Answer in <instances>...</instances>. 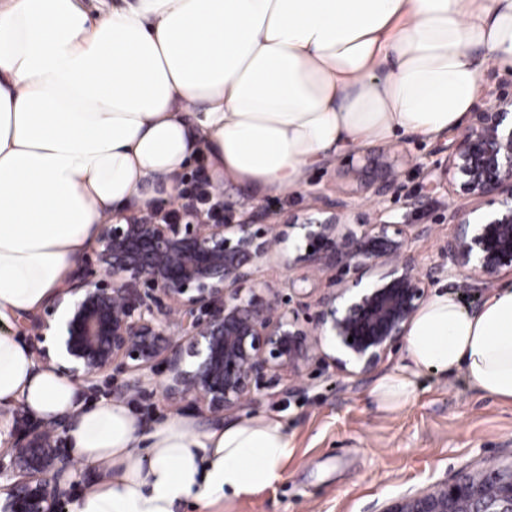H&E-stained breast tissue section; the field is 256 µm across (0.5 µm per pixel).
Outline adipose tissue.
<instances>
[{
    "instance_id": "1",
    "label": "adipose tissue",
    "mask_w": 512,
    "mask_h": 512,
    "mask_svg": "<svg viewBox=\"0 0 512 512\" xmlns=\"http://www.w3.org/2000/svg\"><path fill=\"white\" fill-rule=\"evenodd\" d=\"M512 64V0H0V402L76 414L73 455L111 472L71 512H175L270 488L291 452L280 420L218 428L175 416L143 431L121 402L84 406L10 327L65 288L100 224L177 196L205 157L216 184L257 198L309 167L462 125L483 56ZM408 361L378 379L391 411L424 372L463 371L512 402V287L475 311L432 295Z\"/></svg>"
}]
</instances>
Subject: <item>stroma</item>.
Here are the masks:
<instances>
[{
    "mask_svg": "<svg viewBox=\"0 0 512 512\" xmlns=\"http://www.w3.org/2000/svg\"><path fill=\"white\" fill-rule=\"evenodd\" d=\"M510 86L512 65L487 61L479 72L473 111L492 106L500 89ZM450 141L447 134L433 140L402 136L351 150L313 166L296 192L257 199L232 184L218 192L235 218L260 208L279 224L289 215L315 212V192L331 198L355 193L350 171L362 165L365 152L388 153L396 159L404 191L422 196L427 209L410 215L394 198L378 206L368 194L356 193L359 209L372 213L380 207L394 220L432 226L429 238L412 245L424 269L441 261L451 231L439 221L448 211V196L437 186ZM404 357V347H397L371 372L354 375L313 362L302 373L299 391L282 395L267 390L256 405L226 413L228 423L279 416L292 446L282 477L257 495L226 499L205 511L188 500L177 512H383L392 501L437 482L512 464V403L481 392L463 371L422 374L404 406L380 410L372 388Z\"/></svg>",
    "mask_w": 512,
    "mask_h": 512,
    "instance_id": "35a3bbf8",
    "label": "stroma"
}]
</instances>
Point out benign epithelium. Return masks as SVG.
<instances>
[{
    "instance_id": "7a95c632",
    "label": "benign epithelium",
    "mask_w": 512,
    "mask_h": 512,
    "mask_svg": "<svg viewBox=\"0 0 512 512\" xmlns=\"http://www.w3.org/2000/svg\"><path fill=\"white\" fill-rule=\"evenodd\" d=\"M447 164L448 187L463 199L448 209L453 230L442 247L448 276L456 278L450 287L487 288L512 273L511 94L472 113L448 145ZM352 176L377 199L399 190L387 158L367 157ZM181 204L177 221L133 212L100 225L95 262L77 267L44 317L29 319L38 362L61 372L79 394L119 368L124 378L112 395L159 392L174 413L194 404L220 420L285 377L284 392L298 390L303 368L326 357V343L338 370L366 373L403 343L428 282L443 272L432 265L420 273L411 248L431 235L430 226L381 212L351 224L350 196L325 201L315 216H290L285 230L263 212L239 223L222 204L208 213L184 194ZM292 233L305 248L280 254L281 264L290 273L328 276L327 291L311 301L290 276L288 301L277 291L257 295L256 270ZM366 275L372 280L364 284ZM72 422L66 414L10 430L0 452V512H59L80 476L63 448ZM479 482L493 491L444 481L383 512H457L466 498L471 512H512L511 480L488 469Z\"/></svg>"
}]
</instances>
